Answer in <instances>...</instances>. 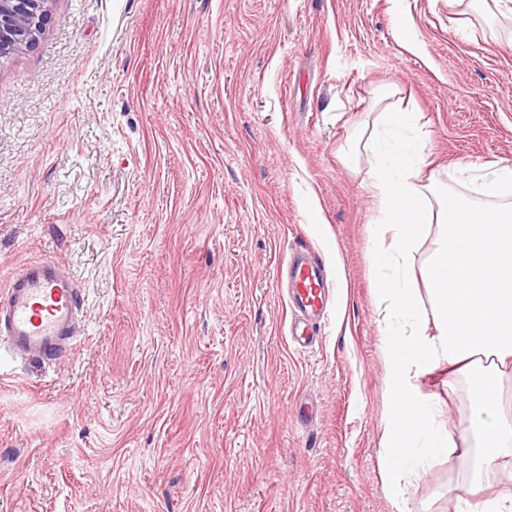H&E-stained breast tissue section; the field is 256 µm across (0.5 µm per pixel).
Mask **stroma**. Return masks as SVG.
I'll return each mask as SVG.
<instances>
[{
	"instance_id": "obj_1",
	"label": "stroma",
	"mask_w": 512,
	"mask_h": 512,
	"mask_svg": "<svg viewBox=\"0 0 512 512\" xmlns=\"http://www.w3.org/2000/svg\"><path fill=\"white\" fill-rule=\"evenodd\" d=\"M392 84L421 181L512 166V22L482 0H53L0 62V286L61 258L84 317L67 358L0 351V512H454L458 449L396 489L380 463L372 160L348 145ZM299 245L334 288L310 351L279 291ZM418 383L467 425L468 379Z\"/></svg>"
}]
</instances>
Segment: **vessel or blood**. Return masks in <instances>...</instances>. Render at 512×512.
<instances>
[{
    "label": "vessel or blood",
    "instance_id": "1",
    "mask_svg": "<svg viewBox=\"0 0 512 512\" xmlns=\"http://www.w3.org/2000/svg\"><path fill=\"white\" fill-rule=\"evenodd\" d=\"M293 343L311 347L325 313L324 267L307 250L287 260ZM83 297L70 267L57 259L26 263L0 289V348L20 360L56 361L75 346Z\"/></svg>",
    "mask_w": 512,
    "mask_h": 512
}]
</instances>
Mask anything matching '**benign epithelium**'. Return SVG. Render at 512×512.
<instances>
[{
  "label": "benign epithelium",
  "instance_id": "obj_1",
  "mask_svg": "<svg viewBox=\"0 0 512 512\" xmlns=\"http://www.w3.org/2000/svg\"><path fill=\"white\" fill-rule=\"evenodd\" d=\"M52 0H0V59L28 51L44 31Z\"/></svg>",
  "mask_w": 512,
  "mask_h": 512
}]
</instances>
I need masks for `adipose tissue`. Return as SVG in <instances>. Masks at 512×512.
Here are the masks:
<instances>
[{"instance_id": "adipose-tissue-1", "label": "adipose tissue", "mask_w": 512, "mask_h": 512, "mask_svg": "<svg viewBox=\"0 0 512 512\" xmlns=\"http://www.w3.org/2000/svg\"><path fill=\"white\" fill-rule=\"evenodd\" d=\"M376 113L365 140L374 157L371 192L372 266L377 323L392 399L380 437L382 462L395 480L459 442L469 458L479 448L482 470L512 453V402L502 378L512 372V167L487 170L468 193L438 181L420 185L416 113L389 105ZM435 247L420 272L411 257L430 226ZM431 310L434 330L420 320ZM472 377L470 422L456 432L437 422L434 402L417 379L440 365Z\"/></svg>"}]
</instances>
